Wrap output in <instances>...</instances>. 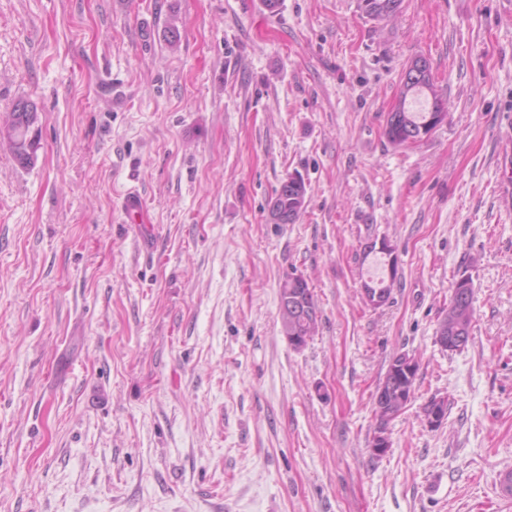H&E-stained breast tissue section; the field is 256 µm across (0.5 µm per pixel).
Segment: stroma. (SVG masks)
Masks as SVG:
<instances>
[{
	"instance_id": "obj_1",
	"label": "stroma",
	"mask_w": 512,
	"mask_h": 512,
	"mask_svg": "<svg viewBox=\"0 0 512 512\" xmlns=\"http://www.w3.org/2000/svg\"><path fill=\"white\" fill-rule=\"evenodd\" d=\"M417 56L448 118L396 147ZM21 98L41 147L23 169L0 144V512H512V0L380 24L358 0H0V114ZM296 172L305 210L273 223ZM463 273L472 336L449 352ZM291 274L320 316L299 350ZM397 353L415 394L377 457ZM465 275V273L461 274L460 277L453 283L448 301V313L446 312V314L442 316L436 331V336H439V340L441 336H452L450 339L451 344H461L463 341V336H465V340L461 346H456L453 349H443L445 351L454 352L463 350L471 338L474 288L472 278L469 275ZM463 277H465L463 284H459V280ZM462 286L466 288L465 290L467 291L468 295L464 303L460 304L456 301L455 298V293L457 290L455 288H461ZM294 281L298 282L297 286L293 285ZM279 312L282 332L288 326V330L283 335L301 336L302 345L295 349L305 347L308 341L316 335L319 310L313 291L303 276H288L283 281L280 286ZM292 314L293 319L291 320ZM404 356H411L409 355L408 353H400V354H396L392 357L390 363H389V366H388V369H387V372L385 374V377L386 378V382L385 380L383 379V381L381 382L380 384V388H379V392L376 396H374V413H375V416H376V420L378 422V426H377V430L375 431L374 435L376 433H380V434H376L375 436V440H374V446L373 447H376V448H372V441H371V444H370V450L372 452L373 455L375 456H381L383 454H385L388 450V448H390L391 444H389V447H387V440L385 439V435H386V432H387V428H388V425L391 421H393L394 419H396L397 417H399L402 413H404L405 409H407V406H409L408 404L411 403L412 400H410L408 398V393L409 391L411 390L412 391V394L414 395V392H415V380H416V376H417V372L419 370V362L417 361V359L414 357V356H411L414 360V365H413V372H412V377H413V381L411 382L410 384V387L407 389L406 391V394L404 395L403 397V400L398 403L395 407H391L390 405H384V406H381V405H378L377 402H376V399L377 401L380 399L381 401H384L385 397H384V383H386V390L385 392H388L389 390V383L392 382L390 381V378H391V371L393 368H395V365L400 363V361L402 360V358ZM404 371L406 372L407 376H408V379L411 380L412 377H411V369H404ZM399 374V372L396 373V376H393V384H396L397 387L400 386V383L398 382L397 380V375ZM385 434V435H383ZM387 436V435H386ZM387 447V450L386 451H383V454H377L375 453V450L377 451L378 448H386Z\"/></svg>"
}]
</instances>
